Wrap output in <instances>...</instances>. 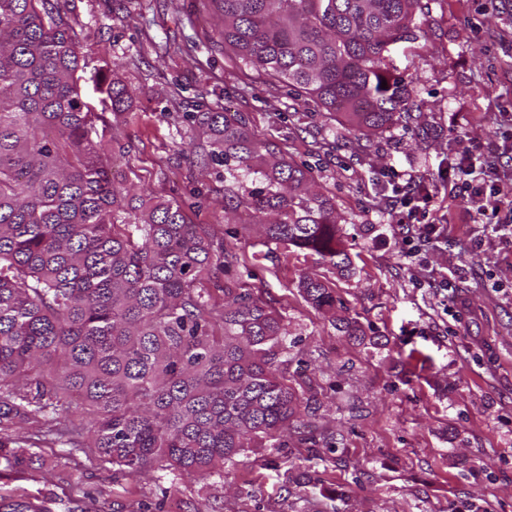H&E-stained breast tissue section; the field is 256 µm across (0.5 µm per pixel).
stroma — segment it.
Listing matches in <instances>:
<instances>
[{
	"instance_id": "35a3bbf8",
	"label": "stroma",
	"mask_w": 512,
	"mask_h": 512,
	"mask_svg": "<svg viewBox=\"0 0 512 512\" xmlns=\"http://www.w3.org/2000/svg\"><path fill=\"white\" fill-rule=\"evenodd\" d=\"M64 19L95 57L122 64L131 102L108 115L105 155L117 185L177 201L214 246L237 254L233 280L280 314L299 354L286 377L309 400L314 434L249 448L230 477L151 469L107 475L87 454L48 445L0 464V512H512V245L478 234L448 164L512 129V0H433L427 39L391 55L412 76L406 128L355 136L316 104L293 109L286 83L237 68L211 0H67ZM313 169L332 198L351 266L338 270L224 205V177L202 167L207 109ZM421 178L430 218L448 233L427 254L448 290L400 252L392 170ZM326 280L362 335L339 332L307 302L301 275ZM306 472L310 483L289 482Z\"/></svg>"
}]
</instances>
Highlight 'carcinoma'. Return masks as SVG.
<instances>
[{
  "mask_svg": "<svg viewBox=\"0 0 512 512\" xmlns=\"http://www.w3.org/2000/svg\"><path fill=\"white\" fill-rule=\"evenodd\" d=\"M224 44L258 73L300 87L354 134L402 119L411 81L390 47L427 38L425 0H211ZM89 53L52 0H0V459H19L9 431L95 448L104 470L135 479L156 466L224 474L247 448L306 426L284 365L296 341L280 315L204 274L224 265L180 204L128 197L89 132L126 110L121 64L94 78L110 108L93 111L78 72ZM112 68L107 81L104 68ZM387 88H381V83ZM224 166V206L266 224V238L350 266L336 208L312 168L252 139L235 112H204ZM300 288L336 328L358 335L334 289Z\"/></svg>",
  "mask_w": 512,
  "mask_h": 512,
  "instance_id": "1",
  "label": "carcinoma"
}]
</instances>
